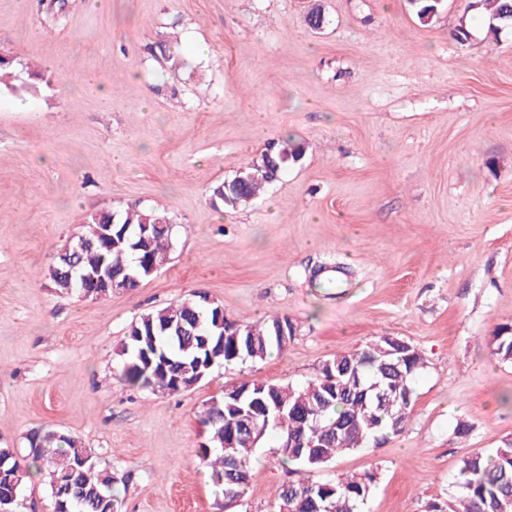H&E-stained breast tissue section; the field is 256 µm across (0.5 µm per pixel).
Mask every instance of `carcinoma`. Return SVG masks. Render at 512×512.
<instances>
[{
    "label": "carcinoma",
    "instance_id": "cac0c4a2",
    "mask_svg": "<svg viewBox=\"0 0 512 512\" xmlns=\"http://www.w3.org/2000/svg\"><path fill=\"white\" fill-rule=\"evenodd\" d=\"M443 2L409 0L424 24L439 15ZM476 4L483 9L488 33L497 35L512 25V0H476ZM303 155V144L291 137L273 143L227 184L213 186L211 204L219 209L246 205L278 180L285 163L297 162ZM147 222L156 225L150 253L162 266L173 249L166 211L103 209L87 219L89 224H112L116 233L126 229L130 235ZM138 257L124 245L112 249L97 244L80 251L68 265L54 262L49 276L62 293L70 285L86 298L97 299L101 289L88 274L98 268L131 273ZM219 308L216 303L202 308L194 293L143 313L122 344L121 378L131 386L175 395L187 391L188 382L208 377L217 366L262 361L288 346V341L276 336L281 327H291L288 317L258 322L226 317L221 331L213 323ZM394 340L378 336L360 349L339 353L325 360L302 385L253 380L242 398L224 394L213 400L200 415L210 438L197 456L210 468L211 480L224 499L244 497L257 443L245 436L227 451L219 439L232 424L250 419L254 433L277 435L282 462L292 473L305 474L277 486L275 508L289 500L294 512H363L376 474L338 475L327 481H314L306 474L327 467L339 455L397 434L410 419L415 380L425 368V359L414 345L403 348ZM493 344L501 360L512 361V325L496 327ZM175 376L182 379L178 386L173 384ZM26 440L23 454L8 446L0 448V512H17L24 487L34 474L47 479L57 512H121L117 485L127 486L128 476L120 477L102 466L81 439L47 427L32 431ZM456 487L452 504L444 508L434 503L429 512H512V441L490 453L464 456Z\"/></svg>",
    "mask_w": 512,
    "mask_h": 512
}]
</instances>
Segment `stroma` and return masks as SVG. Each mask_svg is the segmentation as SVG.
I'll list each match as a JSON object with an SVG mask.
<instances>
[{
    "label": "stroma",
    "instance_id": "1",
    "mask_svg": "<svg viewBox=\"0 0 512 512\" xmlns=\"http://www.w3.org/2000/svg\"><path fill=\"white\" fill-rule=\"evenodd\" d=\"M469 3L424 25L408 0H0V50L59 69L0 90V446L41 427L81 438L131 472L122 512H273L291 478L276 435L228 505L197 457L201 411L397 336L426 361L410 419L310 477L376 473L364 512L451 500L464 455L512 440V362L492 344L512 325V29L488 36ZM172 36L179 67L157 48ZM288 136L305 154L260 198L210 204ZM131 205L167 208L169 262L131 293L60 296L48 272L76 228ZM315 271L338 287H312ZM199 290L232 319L288 317L286 350L182 394L122 381L132 322Z\"/></svg>",
    "mask_w": 512,
    "mask_h": 512
}]
</instances>
